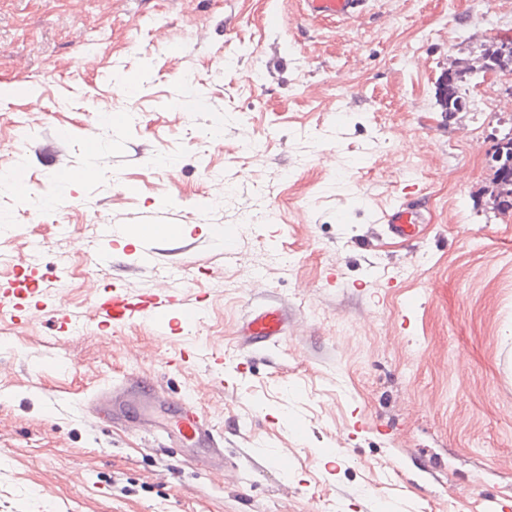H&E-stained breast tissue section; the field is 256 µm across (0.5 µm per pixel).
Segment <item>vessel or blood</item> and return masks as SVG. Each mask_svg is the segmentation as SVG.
Returning a JSON list of instances; mask_svg holds the SVG:
<instances>
[{
    "label": "vessel or blood",
    "mask_w": 512,
    "mask_h": 512,
    "mask_svg": "<svg viewBox=\"0 0 512 512\" xmlns=\"http://www.w3.org/2000/svg\"><path fill=\"white\" fill-rule=\"evenodd\" d=\"M303 11L310 17L348 20L359 16L366 0H301ZM425 216L420 205L405 201L383 211L380 222L387 236L403 241L413 240ZM199 311L187 305L178 288H151L132 297L115 284L99 295L94 303V318L106 327H121L129 322L148 320L161 328L173 329L197 322ZM288 329V310L269 304L252 311L242 322L239 338L243 352L277 343ZM139 413V425L146 432L174 433L194 448L204 449L221 468L227 467L222 441L206 417L192 410L189 402L158 392L148 381L122 382L112 390L95 397V410L104 419Z\"/></svg>",
    "instance_id": "vessel-or-blood-1"
}]
</instances>
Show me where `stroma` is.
<instances>
[{
  "mask_svg": "<svg viewBox=\"0 0 512 512\" xmlns=\"http://www.w3.org/2000/svg\"><path fill=\"white\" fill-rule=\"evenodd\" d=\"M492 34L512 35V0H369L347 21L302 17L299 0H0V173L28 178L22 197L0 187V283L24 279L16 261L39 242V300L82 314L0 318V512H497L512 498V209L488 193L512 74L469 85L461 112L436 99ZM190 89L201 110L179 107ZM409 193L428 222L389 240L378 219ZM265 204L275 223H243ZM104 224L116 248L99 260ZM170 277L199 300L195 325L91 321L103 287ZM273 300L288 334L242 369L237 328ZM185 347L195 359L174 364ZM130 376L190 398L234 468L97 421L90 399Z\"/></svg>",
  "mask_w": 512,
  "mask_h": 512,
  "instance_id": "35a3bbf8",
  "label": "stroma"
}]
</instances>
